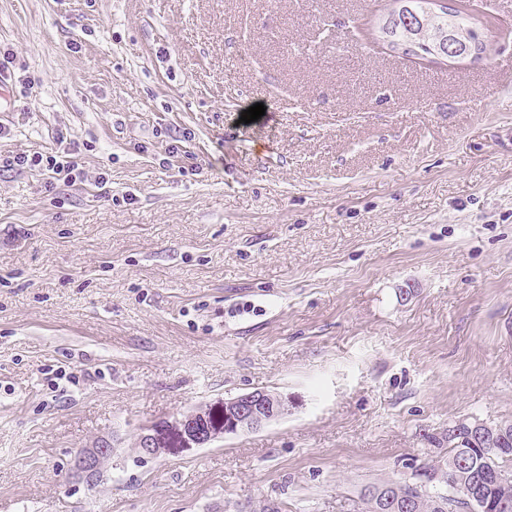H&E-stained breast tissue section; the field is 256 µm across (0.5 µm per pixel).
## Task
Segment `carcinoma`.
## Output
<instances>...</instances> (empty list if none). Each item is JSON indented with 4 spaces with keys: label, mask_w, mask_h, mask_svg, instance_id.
Masks as SVG:
<instances>
[{
    "label": "carcinoma",
    "mask_w": 512,
    "mask_h": 512,
    "mask_svg": "<svg viewBox=\"0 0 512 512\" xmlns=\"http://www.w3.org/2000/svg\"><path fill=\"white\" fill-rule=\"evenodd\" d=\"M399 7L379 26L380 37L408 56H432L452 38L470 57L483 43L462 10L430 8L433 0H395ZM487 438L476 444L465 433L429 437L440 460L419 468L411 483L384 481L360 493L362 512H463L478 494L486 501L512 499V420L486 424Z\"/></svg>",
    "instance_id": "carcinoma-1"
}]
</instances>
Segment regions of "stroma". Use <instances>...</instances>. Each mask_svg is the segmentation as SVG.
I'll return each mask as SVG.
<instances>
[{
	"instance_id": "35a3bbf8",
	"label": "stroma",
	"mask_w": 512,
	"mask_h": 512,
	"mask_svg": "<svg viewBox=\"0 0 512 512\" xmlns=\"http://www.w3.org/2000/svg\"><path fill=\"white\" fill-rule=\"evenodd\" d=\"M448 2L481 59L392 52V0H0V159L84 171H0V512H361L512 419V0ZM254 390L287 415L133 449ZM76 159L75 156H64L63 159L59 160L54 155L46 156V165L44 166L45 170L51 174L49 178L52 181L63 179L64 183L72 184H75L77 180L81 181L83 169L79 168L80 164ZM112 443L101 438L90 448H81L74 456L72 476L86 483L97 482L104 471V462L112 458Z\"/></svg>"
}]
</instances>
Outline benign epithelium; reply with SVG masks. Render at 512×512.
I'll list each match as a JSON object with an SVG mask.
<instances>
[{
	"mask_svg": "<svg viewBox=\"0 0 512 512\" xmlns=\"http://www.w3.org/2000/svg\"><path fill=\"white\" fill-rule=\"evenodd\" d=\"M212 410L197 412L174 422L170 430L159 433L150 430L139 436V453L148 458L171 452L176 446L205 445L219 435L240 434L256 430L288 414V399H273L263 391H252L224 400L220 420L209 422ZM112 443L100 439L89 448L80 449L74 456L72 476L94 483L103 476L104 462L112 458Z\"/></svg>",
	"mask_w": 512,
	"mask_h": 512,
	"instance_id": "7a95c632",
	"label": "benign epithelium"
}]
</instances>
